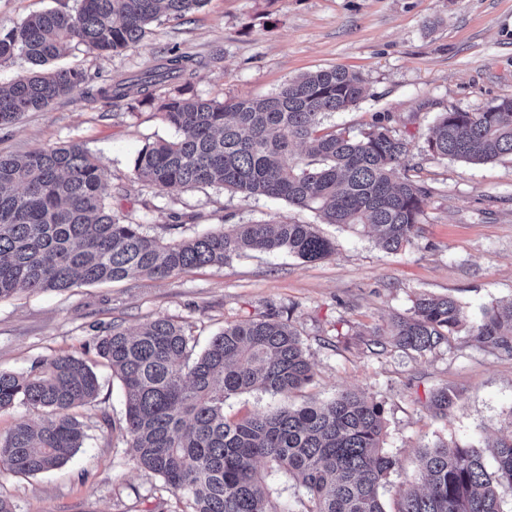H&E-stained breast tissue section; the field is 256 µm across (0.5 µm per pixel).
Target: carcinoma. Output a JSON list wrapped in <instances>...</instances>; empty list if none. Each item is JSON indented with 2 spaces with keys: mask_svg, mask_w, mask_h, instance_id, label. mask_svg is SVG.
I'll return each mask as SVG.
<instances>
[{
  "mask_svg": "<svg viewBox=\"0 0 512 512\" xmlns=\"http://www.w3.org/2000/svg\"><path fill=\"white\" fill-rule=\"evenodd\" d=\"M204 2L78 0L71 11L49 10L0 32V60L27 64L0 87V127L48 110L87 83L82 70H40L73 40L98 55L114 53L138 43L160 16L178 20ZM192 66L174 49L101 94L115 104L150 103L151 88L180 82ZM365 93L360 75L342 67L294 77L263 98L205 100L180 87L160 106L178 138L145 145L133 171L171 191L214 185L281 199L315 211L325 224L367 228L382 250L396 253L418 236L429 195L400 173L410 143L382 118L359 137L323 128L327 115L355 106ZM426 145L436 158L471 164L512 156V99L480 112L441 113ZM300 146L312 161L294 160ZM111 197L100 160L77 143L0 156V299L19 289L65 291L137 274L165 279L250 249L284 248L305 261L336 250L312 225L285 220L164 242L109 208ZM464 323L458 301L424 296L409 315L392 319L390 344L432 351ZM472 335L512 353V303L486 309ZM96 349L124 386L121 433L134 464L187 497L190 512H277L261 462L304 489L297 512H387L381 490L398 461L383 451L386 421L378 403L346 391L238 419L224 414L232 395L287 394L312 380L288 322L271 315L227 325L195 356L193 336L158 318L132 333L112 326ZM98 390L93 368L71 355L38 360L25 373L0 367V413L21 403L51 415L40 427L24 419L0 436V469L34 476L66 464L85 438L70 411ZM455 399L450 387H440L429 407L446 417ZM489 448L491 470L474 445L422 449L420 472L399 489L393 512H504L498 487L512 488V429Z\"/></svg>",
  "mask_w": 512,
  "mask_h": 512,
  "instance_id": "1",
  "label": "carcinoma"
}]
</instances>
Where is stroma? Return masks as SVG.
<instances>
[{
    "mask_svg": "<svg viewBox=\"0 0 512 512\" xmlns=\"http://www.w3.org/2000/svg\"><path fill=\"white\" fill-rule=\"evenodd\" d=\"M76 0H0V31L30 15L73 9ZM197 60L189 95L263 97L300 74L344 67L367 89L356 106L324 125L366 132L378 116L410 144V176L429 197L411 245L388 253L367 233L322 223L283 200L245 197L217 187L179 192L135 178L133 161L149 143L172 141L160 102L114 107L97 90L161 62L170 48ZM55 67L83 69L84 92L44 112L24 113L0 130V155L79 143L101 159L111 205L163 241L235 224L288 219L314 225L336 251L304 261L287 250H249L221 266L165 279L133 276L67 291L20 290L0 299V366L22 373L34 361L69 354L94 362L100 388L78 408L86 438L62 467L36 476L0 472V493L16 512H185L184 497L129 458L120 427L124 395L93 346L97 329L135 331L157 318L190 330L197 348L225 325L277 315L297 330L313 381L289 396L251 391L228 398L227 417L362 392L384 409L383 448L399 467L384 489L393 504L414 480L422 448L484 445L512 429V356L479 343L468 326L486 308L512 301V157L485 164L437 159L425 138L440 113L477 112L512 98V0H207L178 25L161 20L121 53L98 56L74 44ZM448 296L467 328L418 353L380 349L377 333L406 315L421 295ZM454 388L447 417L427 407L430 392Z\"/></svg>",
    "mask_w": 512,
    "mask_h": 512,
    "instance_id": "stroma-1",
    "label": "stroma"
}]
</instances>
